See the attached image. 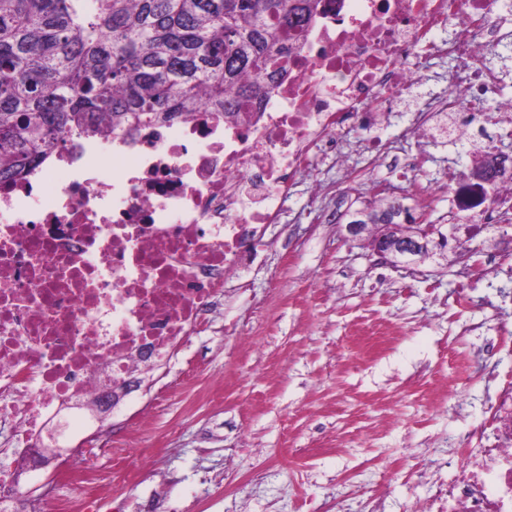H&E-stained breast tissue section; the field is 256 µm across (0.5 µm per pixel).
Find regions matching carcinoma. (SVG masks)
<instances>
[{"label": "carcinoma", "instance_id": "carcinoma-1", "mask_svg": "<svg viewBox=\"0 0 512 512\" xmlns=\"http://www.w3.org/2000/svg\"><path fill=\"white\" fill-rule=\"evenodd\" d=\"M317 0H0V183L67 136L136 130L269 95ZM380 198L362 224H387Z\"/></svg>", "mask_w": 512, "mask_h": 512}]
</instances>
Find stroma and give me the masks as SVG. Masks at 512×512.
<instances>
[{"mask_svg": "<svg viewBox=\"0 0 512 512\" xmlns=\"http://www.w3.org/2000/svg\"><path fill=\"white\" fill-rule=\"evenodd\" d=\"M426 158L425 180L440 183L461 150L440 136L408 140ZM386 165L344 181L324 164L282 207L283 221L227 288L224 306L140 401L113 419L122 449L94 440L74 450L52 483L76 495L72 470L88 472L113 512L120 499L157 497L163 512H411L427 501L419 471L451 478L449 435L480 424L498 379L512 376V351L488 347L512 336V256L499 255V229L468 242L484 262L469 307H452L453 260H428L414 273L393 266L341 224H296L311 188L353 210L367 182L385 183Z\"/></svg>", "mask_w": 512, "mask_h": 512, "instance_id": "obj_1", "label": "stroma"}]
</instances>
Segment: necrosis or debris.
<instances>
[{
    "label": "necrosis or debris",
    "instance_id": "4bbe7bcc",
    "mask_svg": "<svg viewBox=\"0 0 512 512\" xmlns=\"http://www.w3.org/2000/svg\"><path fill=\"white\" fill-rule=\"evenodd\" d=\"M499 0H320L291 30L293 54L268 97L243 111L197 113L123 134L68 138L64 149L0 188V419L15 427L19 459L67 445L113 415L102 398L145 366L166 364L237 276L263 235L281 221L298 176L361 132L374 162L404 157L402 204L428 188L421 157L373 136L398 100L447 64L443 87L411 108L407 137L468 141L475 160L512 140V98H496L493 55L512 56ZM447 37L424 42L426 31ZM66 178L51 202L46 179ZM441 188L448 243L464 245L512 224V171L474 179L449 167ZM454 438L455 475L435 480L414 512H512V380L499 385L490 417Z\"/></svg>",
    "mask_w": 512,
    "mask_h": 512
}]
</instances>
